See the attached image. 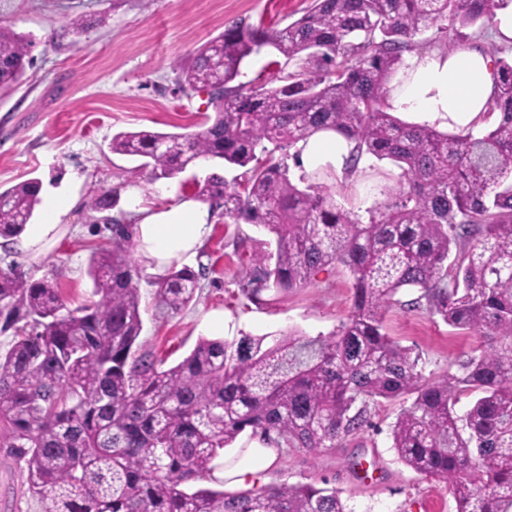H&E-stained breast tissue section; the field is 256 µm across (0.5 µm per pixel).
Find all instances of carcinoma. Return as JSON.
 <instances>
[{
  "label": "carcinoma",
  "instance_id": "1",
  "mask_svg": "<svg viewBox=\"0 0 512 512\" xmlns=\"http://www.w3.org/2000/svg\"><path fill=\"white\" fill-rule=\"evenodd\" d=\"M504 0H312L283 29L236 23L175 64L183 90L216 85L214 117L194 133L146 128L112 136L114 153L142 160L156 179L202 161L241 169L210 175L196 195L224 216L275 237L249 299L304 287L330 264L353 277L352 310L328 336L201 337L177 364L139 351L141 271L119 242L90 258L95 299L68 308L56 282L0 271L3 445L26 465L44 512H347L340 492L314 483L226 493L215 461L246 430L270 448L321 452L357 434L378 399H412L391 428L392 448L415 473L443 480L457 512H512V57L490 52L496 125L476 137L408 124L386 110L391 77L425 28L453 40ZM36 42L0 25V94L14 90ZM275 50L270 79L235 83L246 58ZM293 60L300 70L288 71ZM353 142L346 175L365 156L397 166L391 200L368 221L334 203L326 187L294 183L285 155L317 130ZM42 182L0 190V238L19 237ZM116 190H93L91 210L113 209ZM205 265H173L150 282L163 308L196 298ZM482 343L460 374L427 379L419 358L383 332L397 295ZM504 336L506 345L490 340ZM474 399L458 414L455 405Z\"/></svg>",
  "mask_w": 512,
  "mask_h": 512
}]
</instances>
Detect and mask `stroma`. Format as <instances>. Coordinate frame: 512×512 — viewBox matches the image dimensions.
Listing matches in <instances>:
<instances>
[{"mask_svg": "<svg viewBox=\"0 0 512 512\" xmlns=\"http://www.w3.org/2000/svg\"><path fill=\"white\" fill-rule=\"evenodd\" d=\"M312 0H0V25L32 35L34 61L23 81L0 98V188L40 178L44 195L69 194L77 203L67 216V233L38 260L0 250V269L15 268L26 278H55L69 308L92 292L90 255L111 245L112 231L86 204L90 190L119 188L118 211L133 206L125 190L142 189L141 203L164 207L193 197L192 180L204 179L197 166L160 180L131 157L112 153L117 132L148 128L158 132L198 131L206 111L204 91L179 90L175 62L188 61L196 48L236 21L282 28L299 18ZM84 20L80 32L66 26ZM422 51L459 47L512 55V43L499 44L491 25L469 29L464 41L440 39L434 30L419 34ZM383 178L362 173L326 186L338 205L362 212L383 202ZM205 244L186 258L190 267L214 265L200 281L196 300L171 313L157 306L151 287H143L142 350L172 366L202 337L228 342L241 336L289 330L308 337L329 335L352 304V276L331 264L314 273L303 288L276 300L255 302L241 287L255 269L257 254L273 251L271 235L246 223L216 217ZM400 305L385 317V331L401 346L420 354L425 376L458 371L459 359L479 345V337L445 324L425 310ZM401 401L372 405L367 426L337 446L317 453L283 448L262 472L257 486L327 482L341 491L350 512H456L445 482L416 474L391 447L390 429ZM25 464L0 449V512H43L30 491Z\"/></svg>", "mask_w": 512, "mask_h": 512, "instance_id": "stroma-1", "label": "stroma"}]
</instances>
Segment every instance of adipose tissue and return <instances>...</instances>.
<instances>
[{
    "label": "adipose tissue",
    "instance_id": "adipose-tissue-1",
    "mask_svg": "<svg viewBox=\"0 0 512 512\" xmlns=\"http://www.w3.org/2000/svg\"><path fill=\"white\" fill-rule=\"evenodd\" d=\"M498 76L490 58L476 50L426 52L408 56L392 77L385 100L387 111L414 125L451 132L479 131L496 95ZM351 149L343 135L320 130L293 147L300 172L327 169L343 176ZM75 199L56 195L46 201V220L29 225L11 245L20 255L37 259L65 233V217ZM133 241L152 274H162L173 261L196 254L212 228L210 207L184 199L164 208L134 206ZM276 452L268 447L247 449L241 460L225 457L223 477L241 483L269 469Z\"/></svg>",
    "mask_w": 512,
    "mask_h": 512
}]
</instances>
